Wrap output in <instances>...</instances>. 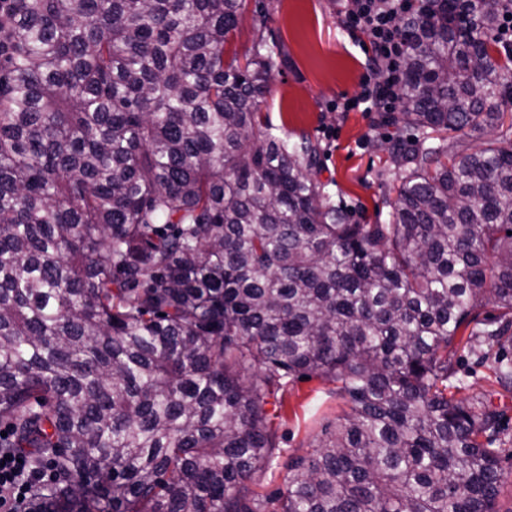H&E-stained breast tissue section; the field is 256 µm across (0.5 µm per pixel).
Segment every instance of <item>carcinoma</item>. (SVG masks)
Masks as SVG:
<instances>
[{
    "mask_svg": "<svg viewBox=\"0 0 512 512\" xmlns=\"http://www.w3.org/2000/svg\"><path fill=\"white\" fill-rule=\"evenodd\" d=\"M244 2L0 0V452L55 467L32 512H499L501 415L448 348L476 322L512 387V141L433 134L512 112V0L405 22L386 224L257 122L274 48L224 58ZM303 376L348 410L264 497L266 405Z\"/></svg>",
    "mask_w": 512,
    "mask_h": 512,
    "instance_id": "1",
    "label": "carcinoma"
}]
</instances>
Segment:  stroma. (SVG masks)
I'll return each mask as SVG.
<instances>
[{
    "mask_svg": "<svg viewBox=\"0 0 512 512\" xmlns=\"http://www.w3.org/2000/svg\"><path fill=\"white\" fill-rule=\"evenodd\" d=\"M338 11V0H245L225 50L242 56L257 39L274 44L269 88L259 111L263 128L282 138L308 134L320 147L312 177L326 200L345 207L355 223L385 224L395 185L392 147L410 141L413 131L383 124L375 112L337 111L338 99L359 93L366 61L363 49L339 25ZM466 340V333H459L451 362L465 381L466 394L503 414L507 454L502 466L509 475L498 508L512 512V391L474 362ZM342 409L331 384L314 376L291 380L282 403L267 406L287 456L305 453Z\"/></svg>",
    "mask_w": 512,
    "mask_h": 512,
    "instance_id": "1",
    "label": "stroma"
}]
</instances>
